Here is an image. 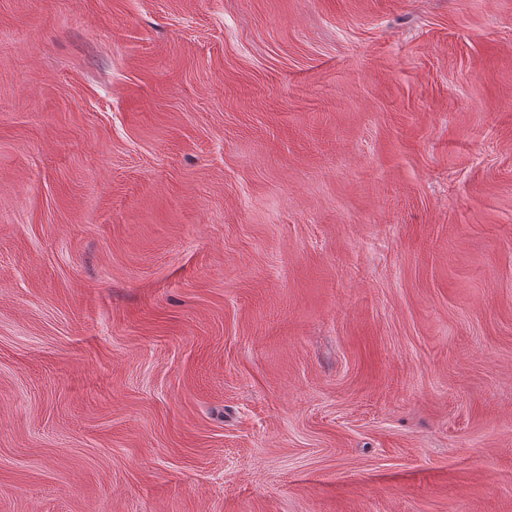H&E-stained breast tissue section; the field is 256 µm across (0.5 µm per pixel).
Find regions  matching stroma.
I'll return each instance as SVG.
<instances>
[{
  "mask_svg": "<svg viewBox=\"0 0 512 512\" xmlns=\"http://www.w3.org/2000/svg\"><path fill=\"white\" fill-rule=\"evenodd\" d=\"M0 512H512V0H0Z\"/></svg>",
  "mask_w": 512,
  "mask_h": 512,
  "instance_id": "35a3bbf8",
  "label": "stroma"
}]
</instances>
